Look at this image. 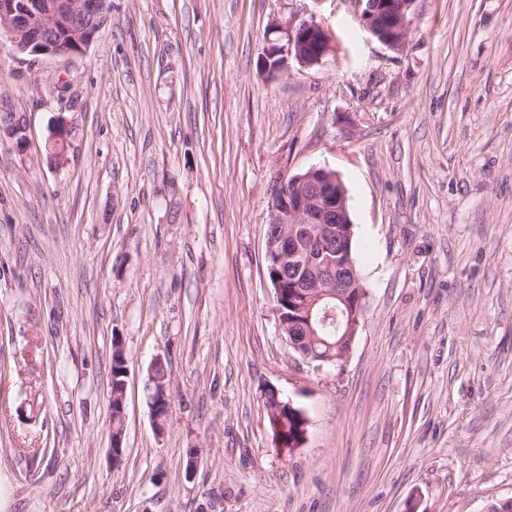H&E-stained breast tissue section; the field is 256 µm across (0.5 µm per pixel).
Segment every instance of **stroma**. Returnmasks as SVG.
Returning a JSON list of instances; mask_svg holds the SVG:
<instances>
[{"label":"stroma","instance_id":"1","mask_svg":"<svg viewBox=\"0 0 512 512\" xmlns=\"http://www.w3.org/2000/svg\"><path fill=\"white\" fill-rule=\"evenodd\" d=\"M311 18L332 52L261 73L271 26ZM60 77L78 126L57 169L43 145ZM10 112L28 147L0 142V512L512 498V0H415L398 50L351 0H112L73 60L0 46ZM314 166L346 187L368 289L350 354L322 369L278 330L264 252L277 174ZM269 386L305 410L302 447L274 444ZM127 359L123 349L122 341L119 337L112 339V362H111V375H112V388L111 393L121 391L123 385L126 383L127 377Z\"/></svg>","mask_w":512,"mask_h":512}]
</instances>
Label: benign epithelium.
<instances>
[{"instance_id":"1","label":"benign epithelium","mask_w":512,"mask_h":512,"mask_svg":"<svg viewBox=\"0 0 512 512\" xmlns=\"http://www.w3.org/2000/svg\"><path fill=\"white\" fill-rule=\"evenodd\" d=\"M373 37L400 49L410 27L414 0H350ZM109 0H0V44L15 56L68 61L66 46L86 51L102 27ZM261 57L263 71L275 73L293 58L303 66L319 63L332 51L331 35L314 21H288L275 26ZM23 123L13 116L0 120V140L7 137L26 150ZM75 117L55 119L44 148L55 166L68 161L75 136ZM265 238L267 268L275 272V313L281 333L299 328L314 343L320 332L336 334V354L325 361H344L366 316L367 290L351 258L353 223L346 189L335 172L312 167L304 174L278 176L271 198ZM290 283L299 316L280 304Z\"/></svg>"}]
</instances>
